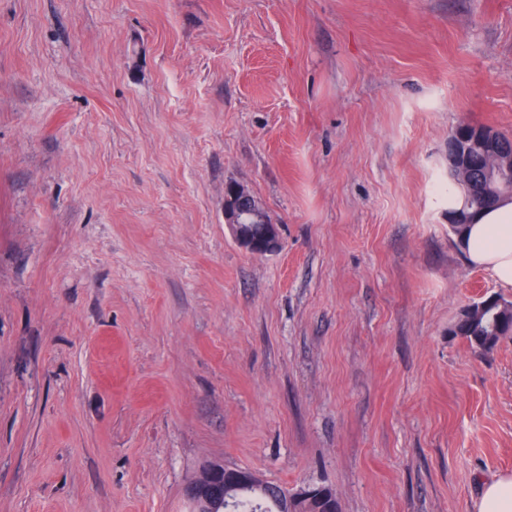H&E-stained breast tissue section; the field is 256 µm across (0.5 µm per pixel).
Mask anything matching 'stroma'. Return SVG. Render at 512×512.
Instances as JSON below:
<instances>
[{
  "label": "stroma",
  "mask_w": 512,
  "mask_h": 512,
  "mask_svg": "<svg viewBox=\"0 0 512 512\" xmlns=\"http://www.w3.org/2000/svg\"><path fill=\"white\" fill-rule=\"evenodd\" d=\"M463 124L512 136V0H0V512H187L208 464L473 512L512 338L451 327L512 288L448 227ZM465 126L457 128L450 138L448 139V171L449 174L459 173L460 167H458L457 162L462 154L463 156L467 155L468 150L465 148L466 135H465ZM237 201V209H235L234 213H232L229 202ZM257 204L251 195L250 191L242 186L236 185L233 186L232 197L229 199L228 197H224V218L226 223L232 230V233L239 243V245L245 248L247 251L252 253L255 252L256 247H260L262 250L267 252L274 251L280 246V242L277 237L273 236V231H270L266 240L261 244H257L251 238V234L246 227L244 221L248 220L250 216L256 217L257 213ZM242 212V213H241ZM248 212V213H247Z\"/></svg>",
  "instance_id": "35a3bbf8"
}]
</instances>
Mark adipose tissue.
I'll return each instance as SVG.
<instances>
[{
  "instance_id": "obj_1",
  "label": "adipose tissue",
  "mask_w": 512,
  "mask_h": 512,
  "mask_svg": "<svg viewBox=\"0 0 512 512\" xmlns=\"http://www.w3.org/2000/svg\"><path fill=\"white\" fill-rule=\"evenodd\" d=\"M455 241L469 265L489 273L501 287L512 288V201L474 216Z\"/></svg>"
}]
</instances>
